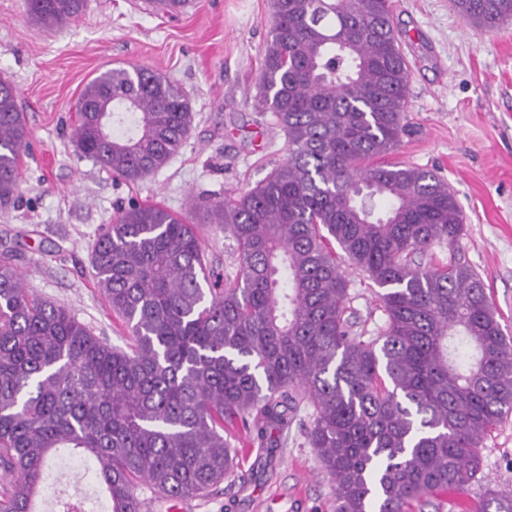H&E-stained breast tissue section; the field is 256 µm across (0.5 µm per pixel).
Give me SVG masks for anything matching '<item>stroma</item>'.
Listing matches in <instances>:
<instances>
[{
  "mask_svg": "<svg viewBox=\"0 0 512 512\" xmlns=\"http://www.w3.org/2000/svg\"><path fill=\"white\" fill-rule=\"evenodd\" d=\"M410 66L411 126L391 162L436 171L463 214L461 260L478 272L504 332L512 337V19L487 30L467 23L453 0H393ZM271 0H193L180 16L145 10L142 0H87L82 15L39 30L27 0H0V79L18 89L30 149L20 167L19 201L0 212V249L20 254L30 292L65 305L95 335L124 345L125 329L95 288L90 255L101 225L129 200L188 215L193 198L223 199L254 187L286 156L271 113L258 111L257 72L268 39ZM148 67L174 81L196 114L170 163L134 184L80 157L75 103L108 69ZM347 315L363 339L386 323L379 289L347 271ZM303 408L277 446H249L237 474L182 512H333L329 480L306 431ZM58 489L104 512L97 464L62 456ZM512 491V416L483 440L481 481L439 491L425 512H478L486 490Z\"/></svg>",
  "mask_w": 512,
  "mask_h": 512,
  "instance_id": "1",
  "label": "stroma"
}]
</instances>
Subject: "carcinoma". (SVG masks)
I'll use <instances>...</instances> for the list:
<instances>
[{"label":"carcinoma","instance_id":"obj_1","mask_svg":"<svg viewBox=\"0 0 512 512\" xmlns=\"http://www.w3.org/2000/svg\"><path fill=\"white\" fill-rule=\"evenodd\" d=\"M454 3L489 30L512 18V0ZM85 7L28 0L45 30ZM399 35L392 0H272L260 104L287 156L250 189L192 201V221L131 201L101 226L94 283L126 347L33 296L0 253V512H38L61 448L97 462L106 512H142L144 485L208 495L237 468V424L266 448L303 405L335 512L422 510L435 489L480 481L483 437L512 414V342L471 266L416 261L458 249L464 224L436 172L385 161L408 133ZM77 105L112 108L105 133L77 112L73 139L128 183L165 167L195 120L183 91L148 68L101 72ZM29 135L16 87L0 85V212L17 203ZM201 224L235 242L234 279ZM345 260L383 289L386 325L369 341L345 318ZM483 512H512V494L488 492Z\"/></svg>","mask_w":512,"mask_h":512}]
</instances>
